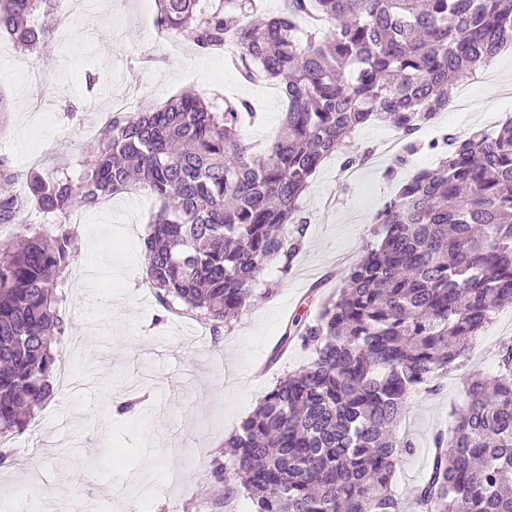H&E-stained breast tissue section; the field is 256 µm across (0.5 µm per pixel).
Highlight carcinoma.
Masks as SVG:
<instances>
[{
    "mask_svg": "<svg viewBox=\"0 0 512 512\" xmlns=\"http://www.w3.org/2000/svg\"><path fill=\"white\" fill-rule=\"evenodd\" d=\"M158 0L157 26L203 54L233 39L246 81L282 85L278 135L262 152L240 136L247 100L218 108L191 93L115 112L75 178L33 172L22 194L0 193V223L28 208L66 217L135 185L160 202L144 240L146 275L162 307L218 329L256 300L272 262L285 277L304 246L300 198L321 162L350 155L346 138L372 121L404 133L434 119L459 84L512 42V0ZM55 0H0V31L33 53ZM436 166L403 182L373 218L378 240L348 267L314 317L294 320L282 348L311 361L277 381L231 435L212 473L224 506L251 512H512V339L491 378L465 383L466 403L406 500L392 488L391 433L411 390L460 365L496 310L512 304V120L495 135L450 134ZM64 224L0 244V438L28 430L53 397L63 333L61 279L73 261Z\"/></svg>",
    "mask_w": 512,
    "mask_h": 512,
    "instance_id": "carcinoma-1",
    "label": "carcinoma"
}]
</instances>
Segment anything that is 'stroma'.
<instances>
[{"label":"stroma","instance_id":"stroma-1","mask_svg":"<svg viewBox=\"0 0 512 512\" xmlns=\"http://www.w3.org/2000/svg\"><path fill=\"white\" fill-rule=\"evenodd\" d=\"M56 0L59 20L42 57L19 50L0 34V160L17 173L24 191L30 172L68 168L79 174L84 147L121 93L134 90L157 104L190 91L206 99L222 92L250 101L256 124L244 140L271 137L286 110L284 98L245 82L234 64L203 55L174 32L144 21L142 0ZM512 84V50L468 84L469 109L444 108L419 138L429 143L449 133L496 132L512 105L502 92ZM387 123L355 131L349 153H368L349 177L344 158L324 160L301 197L309 221L303 252L288 277L264 271L255 285L261 300L230 326L214 331L191 316L163 312L146 278L143 240L158 203L147 190L119 194L75 215L83 230L67 271L60 314L65 332L57 349L70 368L92 385L56 388L44 409L48 427H60L54 446L31 451L27 434L14 438L0 462V512H40L47 498H81L88 512H224L212 462L224 442L284 374L306 365L298 345L279 351L284 325L314 313L340 285L342 256H363L372 218L396 193L385 172L394 164L384 143L395 136ZM512 326V306L496 310L465 365L449 370L437 392L410 395L398 427L414 444L397 468L394 488L408 493L429 463L433 437L448 430L465 402L469 373L494 374L492 351ZM142 399L134 412L116 410L124 391ZM76 443V457L61 465L60 450ZM180 470L179 483L169 481Z\"/></svg>","mask_w":512,"mask_h":512}]
</instances>
